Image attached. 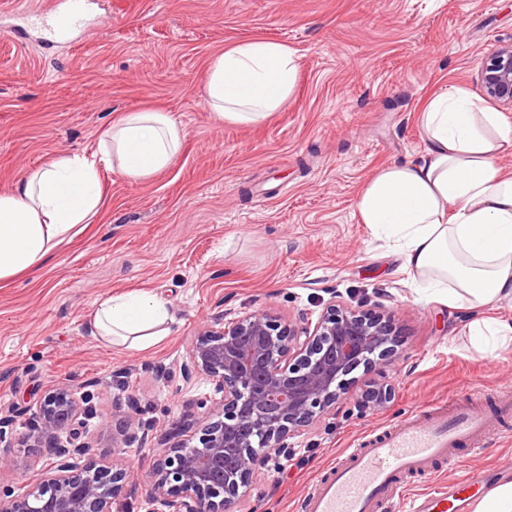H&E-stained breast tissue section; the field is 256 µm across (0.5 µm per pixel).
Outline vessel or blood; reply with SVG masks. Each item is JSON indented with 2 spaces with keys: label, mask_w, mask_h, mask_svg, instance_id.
I'll list each match as a JSON object with an SVG mask.
<instances>
[{
  "label": "vessel or blood",
  "mask_w": 512,
  "mask_h": 512,
  "mask_svg": "<svg viewBox=\"0 0 512 512\" xmlns=\"http://www.w3.org/2000/svg\"><path fill=\"white\" fill-rule=\"evenodd\" d=\"M86 6V0H46L40 9L17 5L10 13L47 18L50 35L65 36L82 25ZM493 426L490 413L465 399L370 433L312 480L301 512H394L402 502L411 512H464L480 485L463 479L445 489L410 493L402 481L435 462L461 464V446H484Z\"/></svg>",
  "instance_id": "vessel-or-blood-1"
}]
</instances>
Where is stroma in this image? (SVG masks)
I'll list each match as a JSON object with an SVG mask.
<instances>
[{
	"label": "stroma",
	"mask_w": 512,
	"mask_h": 512,
	"mask_svg": "<svg viewBox=\"0 0 512 512\" xmlns=\"http://www.w3.org/2000/svg\"><path fill=\"white\" fill-rule=\"evenodd\" d=\"M71 44L0 36V191L62 153L92 156L123 113L159 107L186 137L164 171L133 183L101 169L104 207L37 274L0 287V416L12 419L0 483L27 492L47 446L23 438L44 395L83 384V437L126 469L112 512H144L156 454L123 451L118 420L136 401L139 433L157 436L210 392L179 366L221 313L268 311L296 324L338 305L390 314L402 344L386 366L391 395L369 402L377 374L355 370L335 414L262 466L232 512H297L310 479L363 433L466 390L512 388V344L482 351L466 313L423 300L402 259L362 224L356 198L378 169L422 157L420 113L452 88L478 93L483 58L512 42V0H96ZM298 57L292 96L251 126L218 122L204 101L210 56L250 38ZM167 301L172 331L147 350L96 339L89 315L111 291ZM512 477V433L465 468L429 467L432 490L462 478Z\"/></svg>",
	"instance_id": "obj_1"
}]
</instances>
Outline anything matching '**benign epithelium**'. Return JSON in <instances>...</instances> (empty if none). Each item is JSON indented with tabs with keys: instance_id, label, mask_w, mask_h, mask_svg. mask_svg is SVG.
I'll use <instances>...</instances> for the list:
<instances>
[{
	"instance_id": "obj_1",
	"label": "benign epithelium",
	"mask_w": 512,
	"mask_h": 512,
	"mask_svg": "<svg viewBox=\"0 0 512 512\" xmlns=\"http://www.w3.org/2000/svg\"><path fill=\"white\" fill-rule=\"evenodd\" d=\"M478 82L484 97L512 108V43L485 58ZM398 336L390 317L334 300L313 324H293L270 312L213 318L180 365L185 382L204 379L212 393L160 430L149 512H227L247 492L260 460L336 412L349 390L347 376L389 361ZM136 411L129 400L127 448L144 440L132 430ZM39 412L27 440L50 444V468L23 495L0 485V512H112L127 472L74 461L88 451L75 443L84 414L75 390L47 392ZM64 428L70 437L63 442L58 433Z\"/></svg>"
}]
</instances>
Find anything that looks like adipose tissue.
Here are the masks:
<instances>
[{"instance_id": "adipose-tissue-1", "label": "adipose tissue", "mask_w": 512, "mask_h": 512, "mask_svg": "<svg viewBox=\"0 0 512 512\" xmlns=\"http://www.w3.org/2000/svg\"><path fill=\"white\" fill-rule=\"evenodd\" d=\"M298 71L286 44L245 40L213 54L203 92L217 120L252 125L291 96ZM420 121L424 156L376 171L356 200L360 220L394 242L424 293L471 312L468 327L485 347L512 343V322L492 315L512 303V176L498 165L512 150V124L464 89L434 96ZM184 139L173 113L126 112L103 133L101 159L62 154L1 191L0 283L38 270L99 214V162L144 182L169 166ZM170 322L165 302L142 290L109 294L90 316L95 337L134 349L160 342Z\"/></svg>"}]
</instances>
